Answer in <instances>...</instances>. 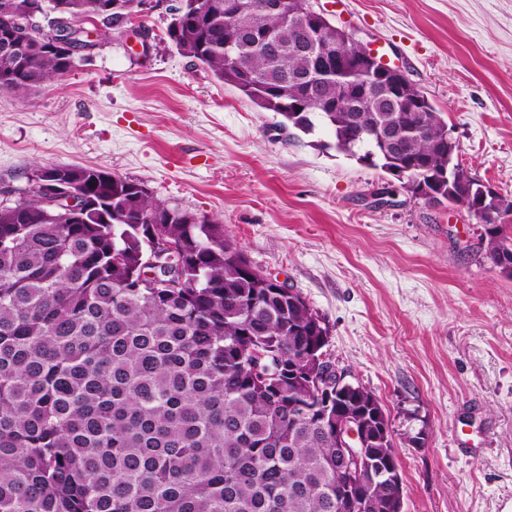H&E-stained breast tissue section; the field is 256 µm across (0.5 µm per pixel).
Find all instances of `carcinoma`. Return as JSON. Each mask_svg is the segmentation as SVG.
I'll return each instance as SVG.
<instances>
[{"instance_id":"carcinoma-1","label":"carcinoma","mask_w":512,"mask_h":512,"mask_svg":"<svg viewBox=\"0 0 512 512\" xmlns=\"http://www.w3.org/2000/svg\"><path fill=\"white\" fill-rule=\"evenodd\" d=\"M182 0L167 36L279 126L311 134L330 128L336 149L403 177L415 198L475 210L486 255L512 253L495 224L512 200L467 175L448 123L402 77L396 107L366 98L370 73L331 72L312 93L294 77L313 53L360 45L310 0ZM140 0H47L50 28L23 42L19 60L0 58V91L25 99L83 60L55 45L62 21L98 19L95 49ZM28 0H0V41L18 32ZM389 126L401 156L359 136ZM61 171L83 188L80 224L51 217L33 192L0 204V512H340L336 439L317 412L295 419L289 403L317 404L312 376L328 333L296 290L267 283L215 219L170 207L137 182L90 166ZM150 217L153 223L146 224ZM178 245L181 288H157L145 274L153 237ZM260 351L272 365L253 358ZM361 387L340 404L367 408ZM383 466L392 440L371 444ZM399 484L373 488L367 512H389Z\"/></svg>"}]
</instances>
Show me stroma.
Listing matches in <instances>:
<instances>
[{
	"label": "stroma",
	"instance_id": "35a3bbf8",
	"mask_svg": "<svg viewBox=\"0 0 512 512\" xmlns=\"http://www.w3.org/2000/svg\"><path fill=\"white\" fill-rule=\"evenodd\" d=\"M432 101L466 173L512 198V0H312ZM169 19L148 54L101 39L90 64L27 100L0 91V188L96 166L220 221L253 266L324 319L326 354L389 417L403 512H512V275L467 208L306 135L182 56ZM421 442H414V435Z\"/></svg>",
	"mask_w": 512,
	"mask_h": 512
}]
</instances>
